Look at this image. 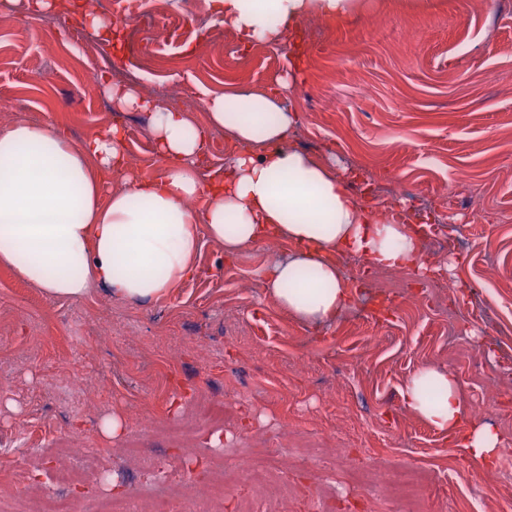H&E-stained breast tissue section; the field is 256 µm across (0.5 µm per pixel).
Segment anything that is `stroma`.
Returning <instances> with one entry per match:
<instances>
[{"label": "stroma", "instance_id": "obj_1", "mask_svg": "<svg viewBox=\"0 0 512 512\" xmlns=\"http://www.w3.org/2000/svg\"><path fill=\"white\" fill-rule=\"evenodd\" d=\"M365 9L303 24L301 56L290 66L287 39L242 47L234 30L200 9L175 29L163 51L134 54L140 23L126 0L117 39L85 31L74 50L68 12L24 23L0 10V123L44 117L75 142L122 125L139 176L164 168L141 112H117L85 83L95 68L143 93L173 101L196 86L272 85L295 74L284 103L301 121L293 148L362 168L372 201L386 187L413 190L414 203L445 221L456 261L453 313L427 293L399 303V275L380 271L379 297L357 292L333 325L288 318L267 296L262 267L288 255L286 241L224 257L202 240L196 273L161 300L129 305L96 289L77 301L53 300L0 267V512H25L31 496L53 486L52 451L66 443L72 462L95 457L112 477L76 489L77 512L101 497L137 500L149 491L129 479L124 450L137 441L174 481L194 475L207 487L206 462L261 449L270 464L287 457L273 482L283 499L259 498L253 512H396L383 483L420 472L421 512H512V483L443 442L405 409L400 387L424 365L455 372L470 407L481 405L499 357L512 354V0H365ZM456 205H449L448 197ZM456 318L459 339L448 336ZM73 390L60 381L72 372ZM167 420L144 430L142 411ZM119 412L117 438L99 431Z\"/></svg>", "mask_w": 512, "mask_h": 512}]
</instances>
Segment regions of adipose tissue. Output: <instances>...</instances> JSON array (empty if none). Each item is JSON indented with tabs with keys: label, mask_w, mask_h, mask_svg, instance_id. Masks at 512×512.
Wrapping results in <instances>:
<instances>
[{
	"label": "adipose tissue",
	"mask_w": 512,
	"mask_h": 512,
	"mask_svg": "<svg viewBox=\"0 0 512 512\" xmlns=\"http://www.w3.org/2000/svg\"><path fill=\"white\" fill-rule=\"evenodd\" d=\"M210 12L247 43L299 38L312 16L345 18L362 0H205ZM97 87L120 110L147 113L166 168L142 180L129 167L117 126L84 142L58 134L50 121L0 125V265L48 297L79 300L94 288L130 304L155 301L193 277L202 238L231 259L244 249L283 239L288 259L261 276L268 295L292 319L330 323L354 289L335 260L347 253L374 269H425L420 217L380 219L368 197L352 194L358 174L335 154L314 159L287 147L299 115L281 104L280 82L260 90L196 88L205 124L159 105L130 83L101 77ZM223 131L232 149L224 177L205 179L206 146ZM436 401H428L427 390ZM406 410L484 466L501 458L499 430L472 420L456 375L433 366L401 387Z\"/></svg>",
	"instance_id": "ef3b65f1"
}]
</instances>
